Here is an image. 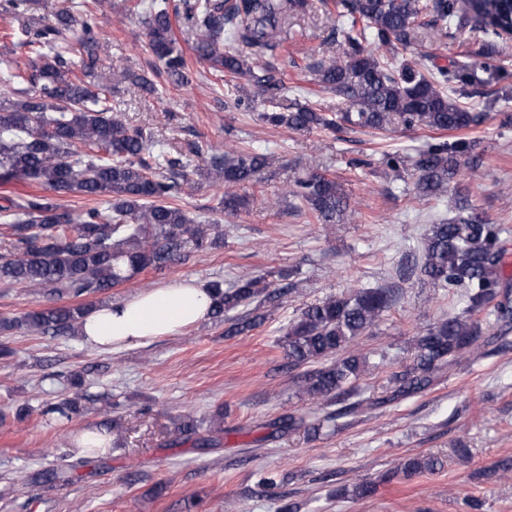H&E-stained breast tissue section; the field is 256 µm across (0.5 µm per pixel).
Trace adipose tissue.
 Here are the masks:
<instances>
[{
    "instance_id": "obj_1",
    "label": "adipose tissue",
    "mask_w": 512,
    "mask_h": 512,
    "mask_svg": "<svg viewBox=\"0 0 512 512\" xmlns=\"http://www.w3.org/2000/svg\"><path fill=\"white\" fill-rule=\"evenodd\" d=\"M213 306L210 288L183 279L93 308L80 334L99 349L127 348L180 334L205 320Z\"/></svg>"
}]
</instances>
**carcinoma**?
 Segmentation results:
<instances>
[{"label": "carcinoma", "mask_w": 512, "mask_h": 512, "mask_svg": "<svg viewBox=\"0 0 512 512\" xmlns=\"http://www.w3.org/2000/svg\"><path fill=\"white\" fill-rule=\"evenodd\" d=\"M342 30V56L307 66L317 83L347 99L355 108L346 120L361 127L387 131L408 128L456 131L480 123L461 98L467 87L484 86L499 71L493 63L480 68L436 66L424 73L409 64H396L399 49L412 43V23L424 25L438 37L451 26L468 27L488 38L512 25V0H332ZM181 18L194 36V51L219 74L249 77L266 99L276 105L259 120L297 131L336 127L333 117L307 102L285 96L283 69L296 67L288 54V20L310 11V0H182ZM0 12L23 21L19 37L29 46L25 63L5 62L0 83L27 82L17 98L0 101V184L35 182L43 195L0 206L6 221L8 255L0 256V281L42 288L74 298L119 286L139 272L162 271L191 241L208 243L205 231L174 201L188 183L191 159L171 158L150 131L127 125L108 97L111 73L98 56L103 41L89 3L73 12L50 0H3ZM151 50L161 61L171 84L189 83L186 61L175 47L167 0H152L144 9ZM80 55L82 76L74 74L66 54ZM469 151L461 140L439 141L414 162L416 190L424 198L440 194L458 175V157ZM206 177L222 190L219 205L237 214L247 204L237 189L250 183L266 165L253 149L212 154ZM287 193L302 199L316 217L334 224L348 216L349 203L341 185L326 174L295 179ZM80 194L103 197L105 205L73 214L55 197ZM501 229L488 224L469 204L457 214L429 226L420 245L422 284L444 293L461 294L464 308L422 330L414 339L413 363L389 377L392 386L374 404H389L425 391L439 368L452 366L475 348L483 326L512 321L509 300L490 306L500 293L498 274L503 260ZM215 294L212 315L250 304L261 292V280L244 276L229 289L211 283ZM390 288H353L329 296L302 310L288 323L287 358L299 369L297 394L323 409L332 399L353 391L368 367L367 356L351 349L357 338L376 326L394 303ZM90 307L50 306L23 318L3 321L0 329H25L42 335L70 334L79 328ZM261 315L237 319L225 335L250 331ZM345 356L338 357L339 353ZM76 407L70 401L49 404L42 414L67 424ZM72 454L60 464L31 477L43 484L69 483L77 465ZM442 461L414 456L384 475L389 482L434 472Z\"/></svg>", "instance_id": "cac0c4a2"}]
</instances>
